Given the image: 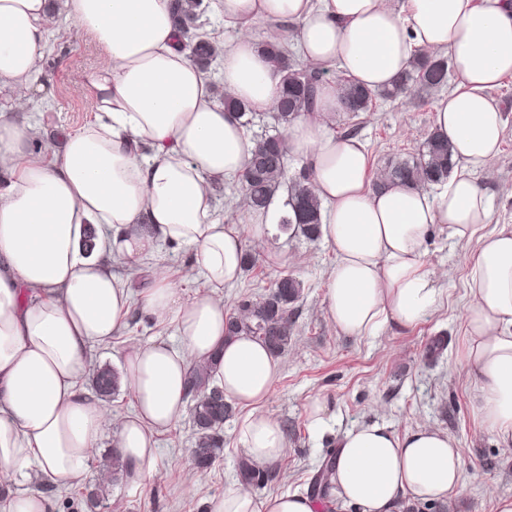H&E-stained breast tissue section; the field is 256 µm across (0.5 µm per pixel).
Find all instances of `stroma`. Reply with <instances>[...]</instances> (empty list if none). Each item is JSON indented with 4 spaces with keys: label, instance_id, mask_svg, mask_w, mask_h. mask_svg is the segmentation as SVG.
Listing matches in <instances>:
<instances>
[{
    "label": "stroma",
    "instance_id": "35a3bbf8",
    "mask_svg": "<svg viewBox=\"0 0 512 512\" xmlns=\"http://www.w3.org/2000/svg\"><path fill=\"white\" fill-rule=\"evenodd\" d=\"M101 55L89 33L73 26L65 13L57 14L40 63V89L22 115L37 128L39 139L62 143L68 134L96 119L80 77ZM492 95L504 114L505 130L498 158L476 179L491 199L493 223L512 225V76L505 77ZM440 96V91L413 85L397 99L378 100L374 111L337 116L333 130L357 137L366 147L371 172L376 173L388 163L421 152ZM244 248L255 256L257 267L223 289L226 313H233L240 298L265 295L280 276H295L305 286L294 306L293 336L279 355L278 380L265 403L284 429L288 451L272 465L273 479L253 487L256 499L278 492H309L322 461L334 454L337 437L352 426L374 422L399 435L433 427L448 432L461 448V492L445 503H411L409 512H496L500 498L512 497V447L499 445L481 431L473 408L474 380L460 358L475 241H457L449 238L447 230L435 229L424 260L436 273V285L444 294L442 306L412 330H388L374 340L345 336L329 325L324 298L335 254L322 239L280 232L263 244L245 240ZM274 251L287 253V265L270 260ZM157 262L165 266L169 281L183 297L207 290L190 249L162 245ZM436 336L443 337L444 348L431 357L427 346ZM150 341L179 344L174 327L158 326L132 313L111 342L95 346L92 362L118 367L129 344ZM316 397L325 400L329 416L322 432L310 426L305 413L307 403ZM235 427V420L225 422L223 451L199 479L190 476L194 430L186 415L159 435L152 480L135 484L124 478L109 484L94 464L71 488L48 486L44 492L54 500L55 512H207L209 501L239 478L243 454L233 443Z\"/></svg>",
    "mask_w": 512,
    "mask_h": 512
}]
</instances>
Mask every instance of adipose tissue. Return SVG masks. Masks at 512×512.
I'll list each match as a JSON object with an SVG mask.
<instances>
[{
	"label": "adipose tissue",
	"instance_id": "adipose-tissue-1",
	"mask_svg": "<svg viewBox=\"0 0 512 512\" xmlns=\"http://www.w3.org/2000/svg\"><path fill=\"white\" fill-rule=\"evenodd\" d=\"M90 33L104 55L81 76L97 119L63 143L31 144L18 120L35 87L57 9ZM239 35L220 49L217 77L179 46L171 0H0V489L40 472L72 486L94 462L106 422L83 385L91 347L110 342L133 309L175 326L179 347L131 346L122 363L135 412L113 448L127 478L154 475L158 435L185 413L191 361H210L224 395L243 415L236 444L260 465L278 463L288 442L265 402L280 360L253 336H226L218 291L240 280L243 237L264 242L286 209L240 206L239 233L217 216L215 185L245 169L255 142L225 98L255 113L274 109L282 75L251 26L291 25L315 70L338 68L353 83L391 87L418 51L447 57L458 87L438 100L433 133L453 146L455 165L434 189L373 185L356 138L331 131L343 110L336 82H322L313 111L288 128L289 153L307 160L322 204L321 239L336 255L325 295L330 325L346 336L409 330L442 303L424 263L436 225L477 240L470 260L462 363L473 374L483 430L512 446V225L489 228L491 202L475 170L497 157L504 118L492 89L512 75V0H216ZM190 248L209 290L183 298L164 267L133 295L104 255L137 265L161 245ZM455 438L433 428L395 434L379 423L338 438L326 500L293 493L256 499L225 486L210 512H320L346 503L358 512H398L402 501L445 502L461 487Z\"/></svg>",
	"mask_w": 512,
	"mask_h": 512
}]
</instances>
